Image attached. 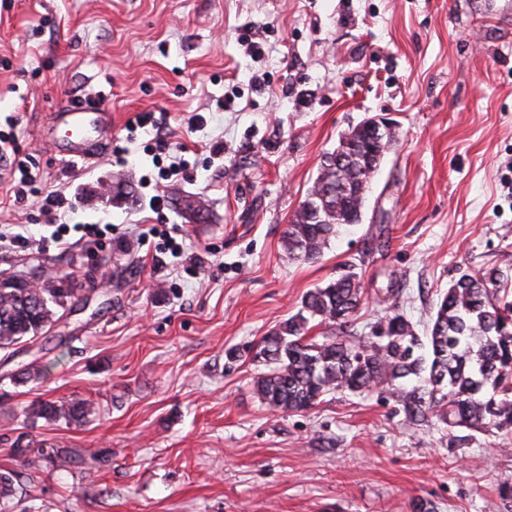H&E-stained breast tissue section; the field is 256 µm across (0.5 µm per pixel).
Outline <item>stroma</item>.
<instances>
[{
    "instance_id": "1",
    "label": "stroma",
    "mask_w": 512,
    "mask_h": 512,
    "mask_svg": "<svg viewBox=\"0 0 512 512\" xmlns=\"http://www.w3.org/2000/svg\"><path fill=\"white\" fill-rule=\"evenodd\" d=\"M472 2L0 0V113L19 111L47 185L75 197L65 222L100 228L91 244L73 230L66 249L0 243V275L37 267L84 288L39 338L0 350L13 512H507L512 433L410 420L385 387L274 412L251 356L346 267L363 278L361 336L393 313L424 334L461 271L512 269V28L491 29ZM99 92L112 130L95 167L53 157L52 112ZM150 110L187 147L184 178L159 179L149 134L129 131ZM368 118L392 137L361 223L318 260L289 257L282 235L323 154ZM116 145L126 163L111 162ZM118 182L130 193L116 200ZM188 195L206 221L177 207ZM33 361L40 377L15 380ZM75 397L98 405L82 424L19 416ZM54 448L71 462L46 461Z\"/></svg>"
}]
</instances>
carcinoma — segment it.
<instances>
[{"label":"carcinoma","mask_w":512,"mask_h":512,"mask_svg":"<svg viewBox=\"0 0 512 512\" xmlns=\"http://www.w3.org/2000/svg\"><path fill=\"white\" fill-rule=\"evenodd\" d=\"M387 132L361 126L345 134L328 152L307 196L282 237L289 255L318 259L348 217L360 216L371 181L358 179L364 156L376 151L379 167ZM183 210L206 219V204L195 197L180 199ZM364 286L349 270L323 287L307 292L299 311L279 329L264 336L253 359L268 371L254 381L260 401L272 411L307 412L322 397L339 389L367 392L392 387L412 418L432 415L448 427L512 429V275L499 269L485 275L461 274L437 305L433 324L422 342L402 314L385 316L371 336L352 337L345 328L357 312ZM75 289L58 283L35 285L28 276L0 279V349L28 336L37 337L59 321ZM326 328L322 339L307 336L310 322ZM415 378L422 385L407 390L397 380ZM97 412L86 398L37 401L23 408L34 424L79 425ZM16 497L15 478L0 474V512Z\"/></svg>","instance_id":"cac0c4a2"}]
</instances>
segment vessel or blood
Instances as JSON below:
<instances>
[{
  "instance_id": "b4317fda",
  "label": "vessel or blood",
  "mask_w": 512,
  "mask_h": 512,
  "mask_svg": "<svg viewBox=\"0 0 512 512\" xmlns=\"http://www.w3.org/2000/svg\"><path fill=\"white\" fill-rule=\"evenodd\" d=\"M112 124V115L97 101L71 104L55 113L53 125L61 136H50L52 151L64 158L89 163L95 161L94 147Z\"/></svg>"
}]
</instances>
